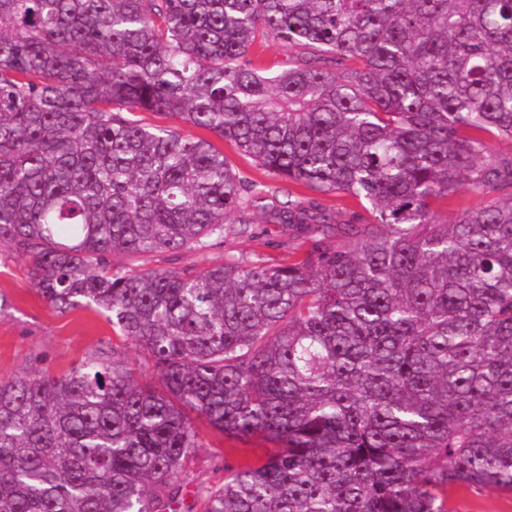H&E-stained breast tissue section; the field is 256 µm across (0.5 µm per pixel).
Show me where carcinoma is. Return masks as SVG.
<instances>
[{
    "label": "carcinoma",
    "instance_id": "obj_1",
    "mask_svg": "<svg viewBox=\"0 0 512 512\" xmlns=\"http://www.w3.org/2000/svg\"><path fill=\"white\" fill-rule=\"evenodd\" d=\"M271 38L312 53L267 66ZM257 209L311 248L210 261ZM0 246L152 369L114 345L0 378V512H182L197 419L272 444L203 512L512 493V0H0ZM148 253L191 259L112 264ZM168 122L176 125L179 132L186 137L205 138L212 142L218 149L224 152V156H226L230 161L235 172L249 182H263L273 184L274 186H286L299 196H315L318 198L321 205L331 211L333 215H336L338 211H341L343 206L348 205L346 199H342L336 194L313 195L312 192L307 191L303 187L271 177L264 169L259 167L252 158L240 154L231 143L222 140L203 129H199L176 120H169Z\"/></svg>",
    "mask_w": 512,
    "mask_h": 512
}]
</instances>
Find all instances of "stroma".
I'll use <instances>...</instances> for the list:
<instances>
[{
	"label": "stroma",
	"instance_id": "1",
	"mask_svg": "<svg viewBox=\"0 0 512 512\" xmlns=\"http://www.w3.org/2000/svg\"><path fill=\"white\" fill-rule=\"evenodd\" d=\"M253 235L228 238L208 253L211 261L222 262L235 255L264 263L287 259L289 252L310 247L305 237L294 235L280 224L268 223L262 214L253 216ZM0 293L9 306L0 312V378L18 371L46 368L57 375L66 373L97 349L111 346L116 337L101 315L89 310L65 314L55 311L34 290L29 268L0 252ZM202 446L190 464L182 493L193 504L195 486L213 484L224 476V450L229 442L208 426H201Z\"/></svg>",
	"mask_w": 512,
	"mask_h": 512
}]
</instances>
